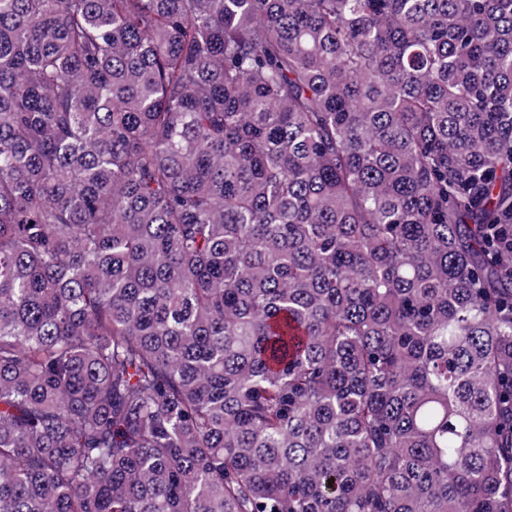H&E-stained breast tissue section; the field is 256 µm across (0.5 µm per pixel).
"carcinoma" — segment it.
<instances>
[{
  "label": "carcinoma",
  "instance_id": "1",
  "mask_svg": "<svg viewBox=\"0 0 512 512\" xmlns=\"http://www.w3.org/2000/svg\"><path fill=\"white\" fill-rule=\"evenodd\" d=\"M0 512H512V0H0Z\"/></svg>",
  "mask_w": 512,
  "mask_h": 512
}]
</instances>
